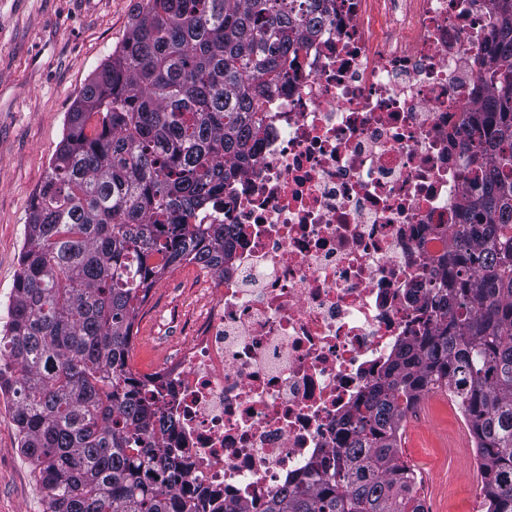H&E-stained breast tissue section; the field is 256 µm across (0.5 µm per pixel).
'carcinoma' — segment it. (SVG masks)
<instances>
[{"label": "carcinoma", "mask_w": 512, "mask_h": 512, "mask_svg": "<svg viewBox=\"0 0 512 512\" xmlns=\"http://www.w3.org/2000/svg\"><path fill=\"white\" fill-rule=\"evenodd\" d=\"M325 0H141L122 45L68 112L34 196L8 321L0 392L45 512H200L145 438L170 420L126 376L137 310L158 277L224 252L223 224H190L263 132L261 97L326 20ZM494 2L490 114L462 144L492 162L468 191L480 216L456 232L433 294L444 318L400 349L384 385L320 465L317 488L284 486L267 512H424L401 459L403 417L445 389L480 459L486 512H512V0Z\"/></svg>", "instance_id": "obj_1"}]
</instances>
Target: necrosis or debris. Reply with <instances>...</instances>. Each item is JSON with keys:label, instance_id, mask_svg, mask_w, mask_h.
<instances>
[{"label": "necrosis or debris", "instance_id": "necrosis-or-debris-1", "mask_svg": "<svg viewBox=\"0 0 512 512\" xmlns=\"http://www.w3.org/2000/svg\"><path fill=\"white\" fill-rule=\"evenodd\" d=\"M263 99L265 131L191 218L228 224L190 341L134 371L174 423L184 499L265 512L436 313L428 296L490 163L458 133L493 68L487 0H328Z\"/></svg>", "mask_w": 512, "mask_h": 512}]
</instances>
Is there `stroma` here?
<instances>
[{
    "label": "stroma",
    "mask_w": 512,
    "mask_h": 512,
    "mask_svg": "<svg viewBox=\"0 0 512 512\" xmlns=\"http://www.w3.org/2000/svg\"><path fill=\"white\" fill-rule=\"evenodd\" d=\"M137 0H0V326L7 320L30 203L67 132V114L95 70L125 40ZM201 270L165 271L135 319L131 361L161 365L192 334ZM182 309L185 323L156 338L154 316ZM404 419L401 456L419 470L425 512H448V486L465 466L449 455L448 399ZM0 512H43L31 464L19 452L12 405L0 396Z\"/></svg>",
    "instance_id": "1"
}]
</instances>
